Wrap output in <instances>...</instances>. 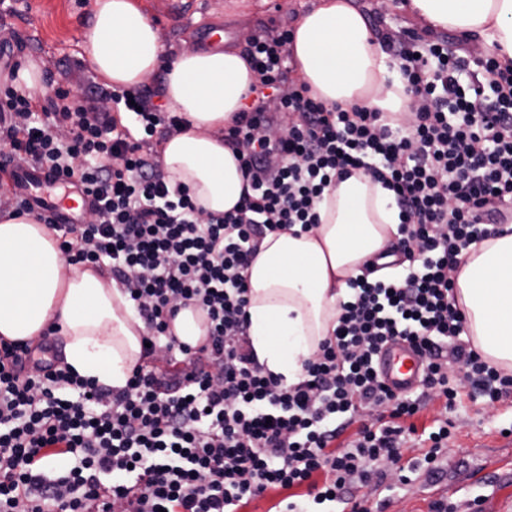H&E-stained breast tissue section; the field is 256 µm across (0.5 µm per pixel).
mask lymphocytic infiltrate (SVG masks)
<instances>
[{
  "instance_id": "f902f5d3",
  "label": "lymphocytic infiltrate",
  "mask_w": 512,
  "mask_h": 512,
  "mask_svg": "<svg viewBox=\"0 0 512 512\" xmlns=\"http://www.w3.org/2000/svg\"><path fill=\"white\" fill-rule=\"evenodd\" d=\"M292 37L264 31L242 49L255 99L224 139L251 192L223 215L167 181L159 147L186 123L149 86L76 97L49 74L40 99L16 72L0 84V177L30 163L90 197L87 219L59 225V249L124 287L147 342L115 390L0 340V512H238L276 489L296 492L285 512H372L347 487L404 472L427 401L455 408L466 385L490 406L512 398V369L474 348L455 293L464 253L512 223V63L488 56L477 77L447 35L386 33L416 109L329 110L291 79ZM279 114L283 135L257 137ZM360 168L395 195L405 264L386 281L350 280L335 328L285 384L250 347L244 272L266 234L318 224L325 190ZM190 305L209 320L195 347L170 331ZM394 340L426 362L421 396L376 371Z\"/></svg>"
}]
</instances>
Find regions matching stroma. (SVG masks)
<instances>
[{
	"label": "stroma",
	"mask_w": 512,
	"mask_h": 512,
	"mask_svg": "<svg viewBox=\"0 0 512 512\" xmlns=\"http://www.w3.org/2000/svg\"><path fill=\"white\" fill-rule=\"evenodd\" d=\"M156 24L169 51L207 45V30L217 28L225 42L243 46L260 30L295 27L315 0H197L182 19L167 18L166 0H138ZM92 16V0H17L14 12L0 13V28L16 33L22 50L15 61L37 62L51 71L63 88L81 94L98 81L82 29ZM8 56L0 54V64ZM447 420L452 436L441 455L442 469L432 479L411 472L409 483L389 475L386 484L370 482L354 488L370 502L388 500L385 512H431L438 500L447 501L451 512H506L512 507V447L502 445L503 430L512 429V404L488 407L483 400H464L451 411L432 403L415 416L417 429Z\"/></svg>",
	"instance_id": "obj_1"
}]
</instances>
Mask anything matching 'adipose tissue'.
<instances>
[{"label": "adipose tissue", "instance_id": "adipose-tissue-1", "mask_svg": "<svg viewBox=\"0 0 512 512\" xmlns=\"http://www.w3.org/2000/svg\"><path fill=\"white\" fill-rule=\"evenodd\" d=\"M406 4L427 28L478 36L480 48L512 62V0ZM83 41L94 71L114 87H135L165 70L167 107L189 127L164 143L163 169L206 212L233 210L247 182L224 130L246 109L256 81L240 51L166 53L135 0H94ZM291 49L297 77L326 108L406 111L399 65L353 0H316L299 18ZM317 211L312 230L267 234L245 271L247 336L258 362L289 385L335 327L349 279L370 262L373 278L395 272L384 257L400 224L393 191L357 171L326 191ZM455 288L475 349L512 368V232L471 247ZM54 323L65 363L82 377L120 389L143 360L145 326L128 293L107 273L66 266L55 231L34 215L0 217V337L33 341Z\"/></svg>", "mask_w": 512, "mask_h": 512}]
</instances>
